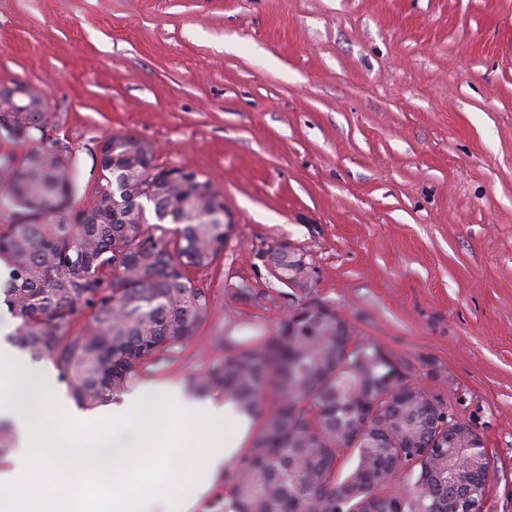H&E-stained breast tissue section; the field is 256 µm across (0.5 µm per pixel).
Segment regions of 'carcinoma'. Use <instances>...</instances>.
I'll use <instances>...</instances> for the list:
<instances>
[{
    "label": "carcinoma",
    "instance_id": "carcinoma-1",
    "mask_svg": "<svg viewBox=\"0 0 512 512\" xmlns=\"http://www.w3.org/2000/svg\"><path fill=\"white\" fill-rule=\"evenodd\" d=\"M44 112H0V137L31 146L0 152V297L17 319L9 337L33 362L49 358L76 403L112 402L139 375L189 342L210 308L191 271L224 256L232 225L216 216L221 193L199 172L174 181L106 137L89 205L71 210L79 178L66 144L45 137ZM277 279L301 287L308 262L271 253ZM89 318L73 331L78 310ZM391 356L354 339L347 319L321 301L293 308L274 335L240 342L195 380L262 419L254 450L236 462L221 497L232 512H443L467 478L441 403L390 378ZM354 458L336 472L345 451ZM408 488L392 490L398 471Z\"/></svg>",
    "mask_w": 512,
    "mask_h": 512
}]
</instances>
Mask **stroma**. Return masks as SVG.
<instances>
[{
    "label": "stroma",
    "mask_w": 512,
    "mask_h": 512,
    "mask_svg": "<svg viewBox=\"0 0 512 512\" xmlns=\"http://www.w3.org/2000/svg\"><path fill=\"white\" fill-rule=\"evenodd\" d=\"M16 83L79 160L71 207L115 132L224 195L209 314L129 391L190 395L228 341L324 301L478 428L482 512H512V0H0ZM271 258L277 270V279L287 286L291 284L300 288L307 269L306 265H310L306 260V255L300 253L297 257L293 255L286 260L278 252H273Z\"/></svg>",
    "instance_id": "35a3bbf8"
}]
</instances>
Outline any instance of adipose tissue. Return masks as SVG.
<instances>
[{
    "mask_svg": "<svg viewBox=\"0 0 512 512\" xmlns=\"http://www.w3.org/2000/svg\"><path fill=\"white\" fill-rule=\"evenodd\" d=\"M17 366L1 348L0 418L14 422L20 448L0 469V512H192L244 449L250 419L232 400L189 399L159 384L109 416L81 418L59 401L25 407ZM129 427L136 443H116Z\"/></svg>",
    "mask_w": 512,
    "mask_h": 512,
    "instance_id": "1",
    "label": "adipose tissue"
}]
</instances>
